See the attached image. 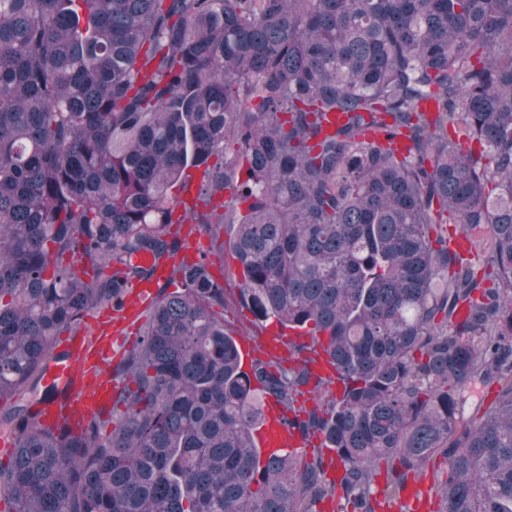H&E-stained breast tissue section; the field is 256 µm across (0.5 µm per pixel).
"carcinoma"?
Instances as JSON below:
<instances>
[{
	"mask_svg": "<svg viewBox=\"0 0 512 512\" xmlns=\"http://www.w3.org/2000/svg\"><path fill=\"white\" fill-rule=\"evenodd\" d=\"M173 224L237 226L247 309L325 335L341 398L305 343L242 371L224 281L184 259L120 417L0 413L10 512H377L380 472L392 499L436 454L439 512H512V0H0V400L50 394L56 338L153 281ZM259 391L336 480L320 448L259 466Z\"/></svg>",
	"mask_w": 512,
	"mask_h": 512,
	"instance_id": "obj_1",
	"label": "carcinoma"
}]
</instances>
